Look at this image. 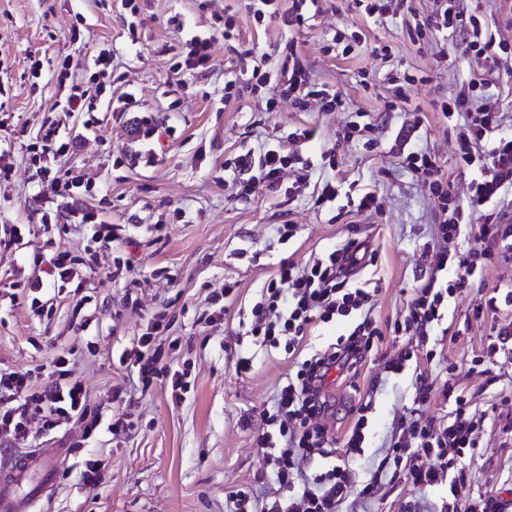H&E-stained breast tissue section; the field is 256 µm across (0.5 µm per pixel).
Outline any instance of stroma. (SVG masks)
I'll use <instances>...</instances> for the list:
<instances>
[{
	"mask_svg": "<svg viewBox=\"0 0 512 512\" xmlns=\"http://www.w3.org/2000/svg\"><path fill=\"white\" fill-rule=\"evenodd\" d=\"M0 0V227L26 225L22 242L0 249V368L26 371L57 352L74 350L76 366L98 406L103 425L84 440L80 423L56 434H31V448H66L55 470V489L27 512H230L231 494L259 483L273 494L266 463L255 438L260 413L285 384L293 363L284 348L254 345L246 331L250 309L281 261L304 266L317 253L354 238L375 251L372 266L361 269L356 286L375 291L372 317L384 332L355 378L331 383L334 403L328 420L336 436L352 424L360 396L371 395L373 409L362 452L351 464L354 483L369 479L385 456L398 423L412 405V369L395 374L384 364L406 346L387 330L401 317L417 286L431 274L427 260L437 222L438 202L405 169L406 148L395 139L404 124L420 122L418 143L436 157L459 201L468 198L470 171L461 168L456 134L433 109L452 95L477 66L456 45L446 65H437L426 45L412 43L398 21L373 25L351 11L349 0H320V13L297 38L299 57L314 79L334 85L347 111L300 112L282 103L260 111L252 97L225 101L224 86L238 53L248 47L285 60L288 33L279 24L256 26L249 0ZM479 5L488 32L507 44L499 65L512 69V13L497 0H464ZM233 18L231 39L224 21ZM361 33L345 57L326 51L334 31ZM216 34L208 69L183 70L189 41ZM389 47V61L377 58L374 44ZM112 54V84L85 112H62L72 85L86 84L84 68L100 51ZM42 60L33 79L31 59ZM71 69H64V61ZM394 65L424 76L413 86L405 112H386L381 76ZM369 86H361V77ZM376 127L377 142L367 148L340 134L352 113ZM81 135L61 167L79 174L89 190L77 205L98 212L109 224L124 225L128 237L99 254L85 293L74 310L73 291L49 289L40 295L49 309L36 313L24 283L35 255L59 249L82 252L89 238L71 218L75 203L55 198L54 219L44 218L47 183L31 160L28 143L50 126ZM316 131L300 144L302 155L318 160L312 182L335 179L352 194L376 192L379 213L355 211L346 197L320 206L311 195L284 193L297 174L286 170L282 189L260 190L249 199L228 200L224 162L240 149H259L298 127ZM334 151V162L320 160ZM293 223L294 238L277 240V225ZM132 258L139 284L109 277L116 258ZM237 283L224 298L223 318L210 320L211 296L225 282ZM512 285V262L486 263L470 288L448 300V333L428 345L457 366L455 383L473 411L490 412L467 461L471 495L512 503V360L498 357L490 373L474 370L500 326L512 322V308L475 318L473 310ZM171 319L170 336L181 348L173 369L186 372L188 393L173 404L165 386L130 387L117 354L145 327L151 315ZM253 354L249 372L236 373L239 352ZM125 387L123 402L112 394ZM130 413L134 430L112 435L113 417ZM102 460V479L84 483V459ZM408 486L385 482L371 500L351 495L339 512H401Z\"/></svg>",
	"mask_w": 512,
	"mask_h": 512,
	"instance_id": "obj_1",
	"label": "stroma"
}]
</instances>
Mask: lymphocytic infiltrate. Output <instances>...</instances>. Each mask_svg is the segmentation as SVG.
I'll use <instances>...</instances> for the list:
<instances>
[{"label": "lymphocytic infiltrate", "instance_id": "obj_1", "mask_svg": "<svg viewBox=\"0 0 512 512\" xmlns=\"http://www.w3.org/2000/svg\"><path fill=\"white\" fill-rule=\"evenodd\" d=\"M318 10V0H256L253 17L257 24L275 22L295 33L306 28ZM406 29L416 41L460 36L465 53L481 69L454 95L435 102L443 124L456 132L460 165L472 173L467 203L458 201L435 156L412 151L405 158L406 169L437 199L442 217L432 246L433 275L417 289L405 315L395 320L392 334L417 337L418 343L426 346L430 334L442 328L449 297L469 287L482 264L512 259V221L506 219L501 208L503 192L512 186V136L504 133L502 115L490 102L492 89L511 81L512 71L497 65L499 46L487 32L483 13L464 8L461 0H433L431 13L412 12ZM241 57L251 61L252 68L247 78L227 81L225 99L249 93L258 97L267 112L276 111L284 98L302 112L314 107L333 112L344 107L338 91L330 83L311 79L300 63H283L279 73L274 74L268 68L267 56L259 55L256 48L245 49ZM315 136V130L300 127L288 133L285 140L261 151L247 149L225 160L224 188L230 199H244L261 189L277 190L282 171L296 166L300 175L295 193L310 187L317 205L334 202L340 183L327 180L309 186L315 168L313 160L290 149L291 144L306 143ZM74 146L72 138L59 136L52 128L29 146L45 161L44 172L52 193L73 199L82 193V179L71 170L56 166L55 161ZM475 211L481 216L477 224L470 220ZM73 215L87 227L92 248L84 257L65 249L47 258L35 256L34 263L43 272L25 281L30 292L39 293L52 286L83 291L87 273L93 272L98 263L99 250L120 240L119 225L103 223L94 210L80 207ZM463 237L472 241L464 252L458 248ZM356 254L355 242L349 239L314 257L304 267L281 263L265 282L260 302L251 310L249 335L257 343L284 347L293 357L295 371L277 393L271 410L263 414L265 422L276 426V434L265 431L257 437L261 448L275 440L280 443L279 453L266 459L280 494L268 502L260 500L252 487L241 488L233 495L232 512H336L351 490L371 499L382 486L374 476L356 489L349 476V461L364 441L370 402L359 400L354 409L357 419L343 442H336L321 422L328 411L325 386L330 372L350 373L372 351L375 339L382 336L371 318L373 291L349 285L345 265L355 261ZM448 269L453 270V279L438 280V273ZM354 312L361 319L348 335L327 348L300 354L299 347L308 331L331 321L333 316L346 317ZM161 333V317H152L145 332L121 350L118 362L136 372L146 386L153 379L168 378L171 400L178 404L187 387L182 372L172 371L170 365L164 364L163 354L177 352L180 341L174 338L168 345L157 344ZM424 356V364L414 370L410 417L402 421L400 434L390 442L386 457L395 465L394 478L402 480L410 492L446 487L442 512H457V503L469 494L466 459L477 446L485 418L473 414L468 400L456 389L452 380L456 365L446 363L428 349ZM76 365L72 352L64 351L25 372L0 370V401L10 404L8 410L0 411L1 446L28 440L34 420L44 435L57 432L74 419L82 423L84 438L96 434L101 416L89 404L88 389L76 375ZM436 370L447 376L439 392L430 379ZM438 393L453 405L449 421L439 422L425 414ZM319 458L328 460L326 470L313 480H301L303 468Z\"/></svg>", "mask_w": 512, "mask_h": 512}]
</instances>
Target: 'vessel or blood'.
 I'll return each mask as SVG.
<instances>
[{
	"instance_id": "b4317fda",
	"label": "vessel or blood",
	"mask_w": 512,
	"mask_h": 512,
	"mask_svg": "<svg viewBox=\"0 0 512 512\" xmlns=\"http://www.w3.org/2000/svg\"><path fill=\"white\" fill-rule=\"evenodd\" d=\"M63 454L60 448H37L0 468V512H24L29 502L48 495Z\"/></svg>"
}]
</instances>
